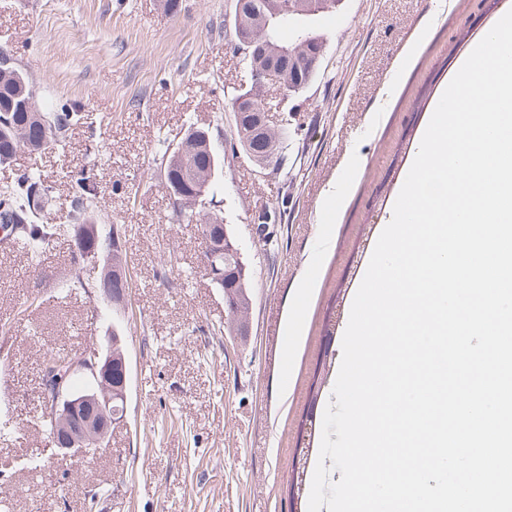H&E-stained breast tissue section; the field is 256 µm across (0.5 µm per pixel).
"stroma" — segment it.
<instances>
[{"label": "stroma", "instance_id": "1", "mask_svg": "<svg viewBox=\"0 0 512 512\" xmlns=\"http://www.w3.org/2000/svg\"><path fill=\"white\" fill-rule=\"evenodd\" d=\"M0 0V47L40 88L49 112L83 113L62 145L18 152L0 186L30 170L53 188L44 219L68 223L67 172L89 173L109 225L127 227L126 308L54 288L75 254L70 232L40 264L0 242V512H290L296 474L319 450L302 423L312 392L332 400L340 338L372 247L389 223L421 132L456 60L500 7L458 0H338L318 15L322 70L299 93L264 92L288 122L282 162L262 170L225 154L218 207L250 274L244 336L225 333L224 291L202 264L196 225L171 220L158 139L212 128L235 137L229 103L252 83L235 48L229 0ZM276 213L259 225V214ZM119 339L127 416L94 462L53 447L37 415L40 365L59 351ZM39 456L40 470L27 469Z\"/></svg>", "mask_w": 512, "mask_h": 512}]
</instances>
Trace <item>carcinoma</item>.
Instances as JSON below:
<instances>
[{
  "label": "carcinoma",
  "mask_w": 512,
  "mask_h": 512,
  "mask_svg": "<svg viewBox=\"0 0 512 512\" xmlns=\"http://www.w3.org/2000/svg\"><path fill=\"white\" fill-rule=\"evenodd\" d=\"M321 0H312L311 15L303 22L293 16L280 17L271 22L267 37L276 46L293 45L303 32L313 36V45H323V39L312 29V19L322 12ZM292 34L291 40L283 38V32ZM288 67L285 77L287 94L297 93L305 88L319 73L322 59L316 57L312 50H303L284 62ZM83 119L79 112L64 109L60 112H44L41 109L35 84L15 65H0V163H5L22 149L36 151L63 142L70 127ZM231 149L251 160L267 153H274L283 158L288 149V132L284 128L266 129L259 138L250 140L243 146L241 135H236V144ZM178 147L166 141L159 142L161 169L164 179L176 180L185 186L186 195L174 198V221L181 223L196 222L201 235L206 232L223 230L224 220L213 207L196 204L194 197L199 189H204L205 196L216 198L221 187L216 185V172L223 160L218 153L206 150L189 152L180 164L172 167L170 160ZM73 189L70 209V227L72 230L83 227L94 228L92 219L98 216V205L90 189V177L83 171L69 175ZM52 198L51 187L46 185L35 172L23 173L11 184L0 189V225L7 228L4 238L27 251L38 252L55 236L64 231L62 224H47L42 219L41 210ZM95 247L102 265L123 261V251L112 249V233L94 237L86 243ZM84 249L77 245L74 265L69 276V284L80 288L87 295L97 283L83 277ZM73 355L68 352L55 353L44 359L41 364L42 378L67 373L68 364Z\"/></svg>",
  "instance_id": "1"
}]
</instances>
